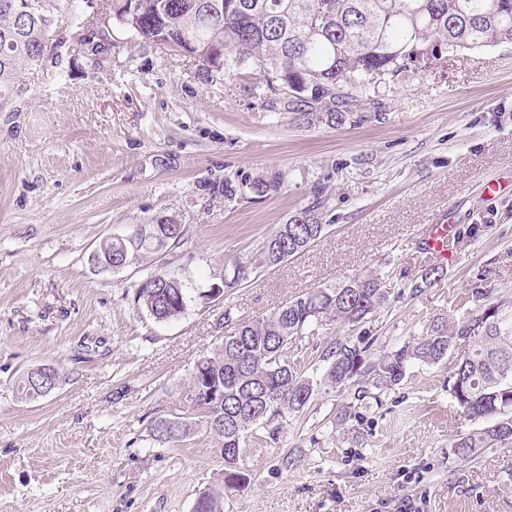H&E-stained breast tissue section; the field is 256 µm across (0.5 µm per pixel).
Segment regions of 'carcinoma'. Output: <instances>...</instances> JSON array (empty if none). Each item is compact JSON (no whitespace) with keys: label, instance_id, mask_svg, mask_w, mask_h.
I'll list each match as a JSON object with an SVG mask.
<instances>
[{"label":"carcinoma","instance_id":"obj_1","mask_svg":"<svg viewBox=\"0 0 512 512\" xmlns=\"http://www.w3.org/2000/svg\"><path fill=\"white\" fill-rule=\"evenodd\" d=\"M0 0V100L9 97L19 73L38 62L50 28L23 19ZM112 22L142 42L189 54L203 76L220 67L241 82L250 98L266 108L280 104L302 121L313 118L342 125L362 98L378 93L387 79L407 70L422 71L421 50L435 60L457 49L512 44V0H103ZM337 92L335 106L319 108ZM285 176L272 173L224 184V196L244 190L266 196L280 190ZM323 188L264 241L260 253L224 271V291L248 281L259 268L276 267L320 240L326 225L320 214ZM187 228L147 224L137 239L114 236L98 252L127 265L161 256L184 244ZM441 266L425 270L412 284L418 293L439 282ZM476 305L452 323L434 319L425 334L376 360L366 362L370 344L337 338L321 352L322 372L307 375L288 362L292 338L331 322L362 323L386 307L389 291L374 271L348 276L304 292L269 315L242 323L194 364L184 403L194 413L169 437L160 431L166 416L154 417L148 436L160 444L181 443L204 432L224 452V479L205 490L207 510L224 512V498L245 488L239 465L248 434L263 429L272 440L303 411L322 387L357 386L354 399L379 398L399 386L417 363L436 364L457 354L448 393L461 412L481 423L452 442L470 457L481 448L512 441V313L499 317L501 301L484 288L472 290ZM193 301L189 289L161 266L137 285L134 303L157 321L184 314ZM18 391L28 401L49 395L24 375Z\"/></svg>","mask_w":512,"mask_h":512}]
</instances>
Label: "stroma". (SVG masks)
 <instances>
[{"mask_svg":"<svg viewBox=\"0 0 512 512\" xmlns=\"http://www.w3.org/2000/svg\"><path fill=\"white\" fill-rule=\"evenodd\" d=\"M50 13L44 56L0 102V512H194L224 476L223 452L201 433L161 445L146 427L179 408L199 357L301 292L381 273L389 302L353 331L375 357L436 317L462 318L472 288L512 306L511 44L391 78L333 126L267 111L236 79L204 81L193 59L141 42L88 0H56ZM77 17L107 50L81 48ZM274 171L278 193L225 198V180ZM317 185L324 237L214 296L225 267L253 257ZM451 206L455 257L412 293L434 262L425 228ZM160 220L188 229L162 263L193 296L166 322L133 305L144 270L87 263L104 236ZM474 224L485 227L476 237ZM353 332H304L288 360L312 372ZM42 364L59 385L25 400L16 383ZM452 367L416 365L361 430L344 417L346 386L320 390L278 439L246 437L250 484L224 512H512V441L467 460L451 448L475 427L448 395Z\"/></svg>","mask_w":512,"mask_h":512,"instance_id":"obj_1","label":"stroma"}]
</instances>
